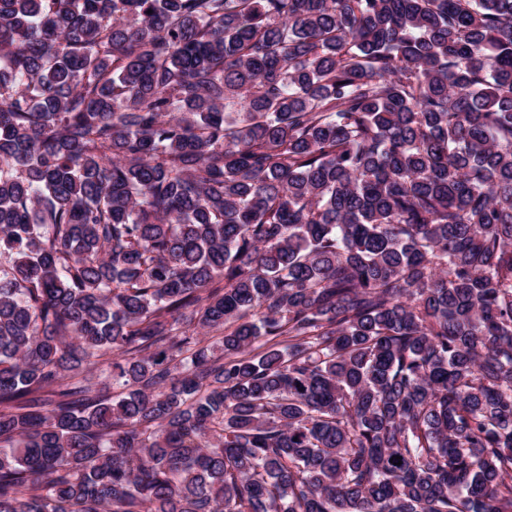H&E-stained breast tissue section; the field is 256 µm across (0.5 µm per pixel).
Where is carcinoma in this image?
I'll list each match as a JSON object with an SVG mask.
<instances>
[{
	"instance_id": "1",
	"label": "carcinoma",
	"mask_w": 512,
	"mask_h": 512,
	"mask_svg": "<svg viewBox=\"0 0 512 512\" xmlns=\"http://www.w3.org/2000/svg\"><path fill=\"white\" fill-rule=\"evenodd\" d=\"M2 256L0 512H512V0H0Z\"/></svg>"
}]
</instances>
